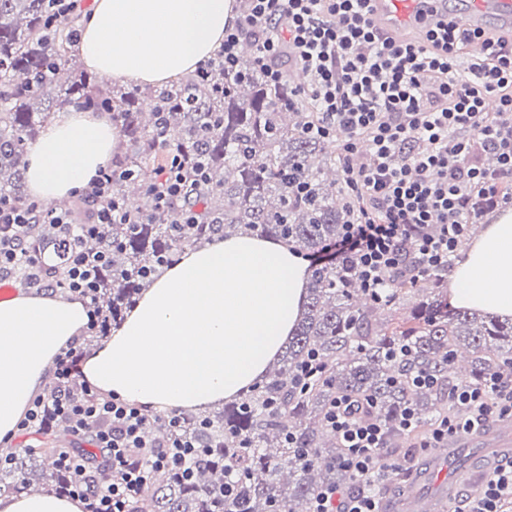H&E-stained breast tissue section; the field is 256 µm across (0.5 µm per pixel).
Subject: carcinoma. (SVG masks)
<instances>
[{"instance_id":"cac0c4a2","label":"carcinoma","mask_w":512,"mask_h":512,"mask_svg":"<svg viewBox=\"0 0 512 512\" xmlns=\"http://www.w3.org/2000/svg\"><path fill=\"white\" fill-rule=\"evenodd\" d=\"M0 0V194L27 200L24 175L28 145L37 127L66 104L112 111L130 152L112 157V195L137 218L113 224L112 254L97 293L107 319L105 335L121 321L157 271L181 250L214 238L251 234L317 252L355 218V208L336 170L332 141L306 134L312 107L280 106L288 85L269 86L241 53L234 72L213 60L208 74L195 72L160 88L116 91L78 68L76 25L81 5L71 0ZM205 162L209 177L190 194L197 223L183 224L182 209H158L154 184L168 157ZM157 173L144 178L148 162ZM15 234L42 264L50 287L66 270L65 236L55 224H23ZM446 266L419 275L413 254L388 276L380 300L362 291L353 261L311 269L307 300L293 336L264 381L238 401L205 415L179 412L193 449L191 468L157 471L132 500L131 512H307L324 486L351 484L340 466L344 449L326 416L338 399L385 429V448L396 452L448 415L450 394L489 375L512 374V319L472 311H448ZM408 316L395 317L407 298ZM406 349L401 354L400 349ZM316 355L317 374L297 387L295 372ZM427 375L430 382L414 380ZM416 429L400 426L404 408ZM154 415L147 432L168 433L174 417ZM51 432L34 434L24 451H5L0 493L50 488L63 495L68 473L57 468ZM90 482L107 470L98 448L88 449Z\"/></svg>"}]
</instances>
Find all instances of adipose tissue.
Listing matches in <instances>:
<instances>
[{
	"label": "adipose tissue",
	"instance_id": "ef3b65f1",
	"mask_svg": "<svg viewBox=\"0 0 512 512\" xmlns=\"http://www.w3.org/2000/svg\"><path fill=\"white\" fill-rule=\"evenodd\" d=\"M233 0H93L79 51L95 73L156 85L193 71L224 39ZM106 113L72 111L45 125L28 156L30 193L51 205L119 152ZM308 264L286 244L239 234L183 253L81 365L101 392L199 411L260 381L299 318ZM453 307L512 318V212L472 239L448 281ZM83 302L47 290L0 302V438L13 435L56 357L81 336ZM0 512H83L47 492L4 493Z\"/></svg>",
	"mask_w": 512,
	"mask_h": 512
}]
</instances>
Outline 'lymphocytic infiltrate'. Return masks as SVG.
I'll list each match as a JSON object with an SVG mask.
<instances>
[{"label":"lymphocytic infiltrate","mask_w":512,"mask_h":512,"mask_svg":"<svg viewBox=\"0 0 512 512\" xmlns=\"http://www.w3.org/2000/svg\"><path fill=\"white\" fill-rule=\"evenodd\" d=\"M369 2L241 0L220 52L225 69H234L240 43L251 40L259 70L274 86L284 82L276 65L281 56L306 71L305 85L281 103L314 105L318 119L308 134L344 133V183L358 205L356 220L307 259L315 267L351 257L361 288L375 299L401 267L404 247H411L421 273H429L447 265L484 206L512 205V38H484L445 19L420 24L419 36L400 44L373 26ZM488 155L495 166L485 165ZM190 170L203 174V162L189 168L180 157L169 161L156 186L158 206L182 199ZM78 197L92 212L91 223L79 227L71 213L44 209L35 199L18 205L0 197V273L10 274L21 262L41 268L39 256L11 235V227L60 225L68 233L60 287L87 302V328L94 331L103 322L94 292L107 255L85 251L82 239L106 236L110 225L130 223L131 217L112 201L108 170H100ZM82 358L74 348L58 356L53 392L32 400L18 430L25 435L58 424L104 449L111 476L96 488L86 481V457L64 450L58 465L87 512H129L155 469L185 465L188 443L150 440L143 408L117 396L88 385L82 397L70 396ZM451 402L453 412L420 449L441 447L492 417H512V381L488 377L480 386L456 389ZM327 421L346 450L342 466L357 483L323 488L308 512H379L377 487L395 468L384 453L382 425L353 414L345 400L331 407ZM511 505L512 461L499 465L477 494H461L455 512H507Z\"/></svg>","instance_id":"lymphocytic-infiltrate-1"}]
</instances>
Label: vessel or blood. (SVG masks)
<instances>
[{
  "label": "vessel or blood",
  "mask_w": 512,
  "mask_h": 512,
  "mask_svg": "<svg viewBox=\"0 0 512 512\" xmlns=\"http://www.w3.org/2000/svg\"><path fill=\"white\" fill-rule=\"evenodd\" d=\"M370 5L374 26L400 38L413 30L417 17L437 19L446 9L445 0H371ZM459 19L473 30L512 28V0H464ZM457 447L484 449L480 462L484 469H491L512 458V422L500 420L468 433L464 439H449L447 447L439 449L432 460L441 493L432 498L404 493L400 498L382 501L381 512H442L446 499L457 498L461 490L455 477L447 473Z\"/></svg>",
  "instance_id": "1"
}]
</instances>
